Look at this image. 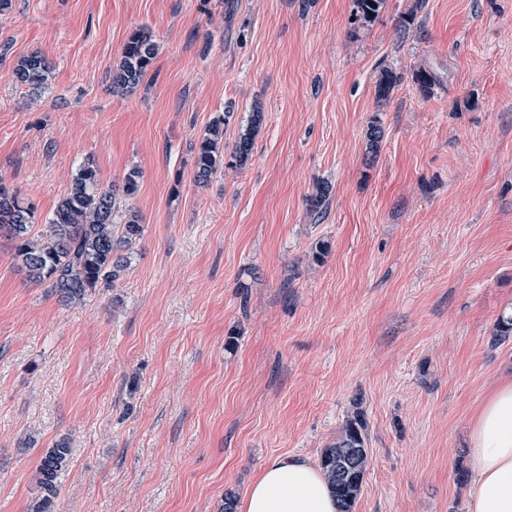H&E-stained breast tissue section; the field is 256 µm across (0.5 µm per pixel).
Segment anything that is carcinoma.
Instances as JSON below:
<instances>
[{
	"mask_svg": "<svg viewBox=\"0 0 512 512\" xmlns=\"http://www.w3.org/2000/svg\"><path fill=\"white\" fill-rule=\"evenodd\" d=\"M386 0H353L354 20L370 25L382 11ZM158 51L153 31L142 26L131 33L119 60L112 67L110 84L114 94L134 92L146 77ZM47 60L33 52L17 60L14 74L17 81L38 92L48 82ZM402 75L391 67L379 70L375 95L378 106L385 105ZM419 91L427 95L437 82L434 72L421 68L414 72ZM234 113L227 110L213 117L205 134L195 143L194 179L209 182L224 167V126ZM263 121V110L252 107L248 125L233 144L230 157L241 166L252 155L255 136ZM384 138L379 118L374 117L365 132L367 153H378ZM330 186L315 185L307 199L308 210L321 215L326 210ZM117 191L104 185L98 169L91 162L82 164L39 233L33 232L32 209L18 196L0 184V235L13 242L15 258L29 281L45 286L65 302H80L102 281L115 280L128 265V254L140 237L142 226L133 214L126 221L117 220ZM512 336V316L501 317L494 325L491 341L499 343ZM367 423L356 411L346 420L336 441L325 448L319 466L336 498L338 512H353L362 491L369 457L365 431ZM71 463V448L64 442L47 449L37 466V483L41 496L31 512H50L52 498L57 495V480Z\"/></svg>",
	"mask_w": 512,
	"mask_h": 512,
	"instance_id": "carcinoma-1",
	"label": "carcinoma"
}]
</instances>
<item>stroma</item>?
I'll return each mask as SVG.
<instances>
[{"label": "stroma", "mask_w": 512, "mask_h": 512, "mask_svg": "<svg viewBox=\"0 0 512 512\" xmlns=\"http://www.w3.org/2000/svg\"><path fill=\"white\" fill-rule=\"evenodd\" d=\"M13 0L0 13V184L41 231L79 166L142 236L114 285L65 305L0 238V512H29L36 466L69 440L52 512H222L261 467L319 462L362 410L369 465L354 512H467L474 417L512 379V0ZM150 27L135 94L108 73ZM40 53L37 104L14 77ZM404 75L377 105L380 66ZM434 71L431 94L413 82ZM244 167L201 187L191 146L254 102ZM379 118L375 159L365 131ZM331 188L327 213L306 198ZM329 252L314 262L312 249ZM386 0H353L354 20L362 25H370L382 11Z\"/></svg>", "instance_id": "1"}]
</instances>
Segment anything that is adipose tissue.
<instances>
[{"label": "adipose tissue", "instance_id": "adipose-tissue-1", "mask_svg": "<svg viewBox=\"0 0 512 512\" xmlns=\"http://www.w3.org/2000/svg\"><path fill=\"white\" fill-rule=\"evenodd\" d=\"M474 492L468 512H512V380L492 393L471 427ZM239 512H336L321 470L297 455L270 459Z\"/></svg>", "mask_w": 512, "mask_h": 512}]
</instances>
